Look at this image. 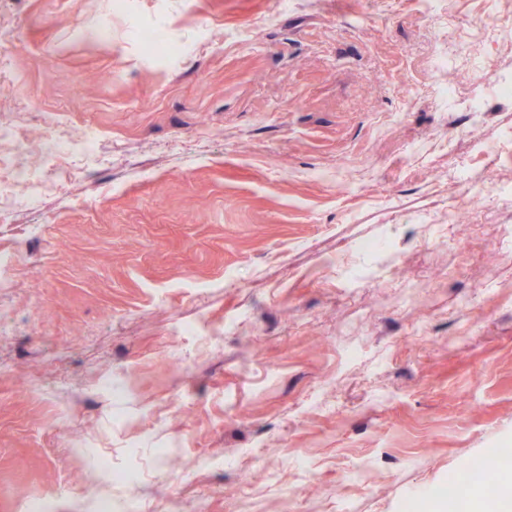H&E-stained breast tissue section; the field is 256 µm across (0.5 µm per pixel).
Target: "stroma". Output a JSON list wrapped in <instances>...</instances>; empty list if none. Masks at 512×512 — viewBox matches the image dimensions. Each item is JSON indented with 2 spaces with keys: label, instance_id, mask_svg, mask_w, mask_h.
<instances>
[{
  "label": "stroma",
  "instance_id": "1",
  "mask_svg": "<svg viewBox=\"0 0 512 512\" xmlns=\"http://www.w3.org/2000/svg\"><path fill=\"white\" fill-rule=\"evenodd\" d=\"M511 80L512 0H0V121L99 133L0 182V512H93L104 454L120 512H463L512 448ZM491 480L492 478H487L479 471L477 464H473L468 468V476L462 479L448 477V489L450 490L448 498L457 505L467 503L478 490L484 487V483Z\"/></svg>",
  "mask_w": 512,
  "mask_h": 512
}]
</instances>
